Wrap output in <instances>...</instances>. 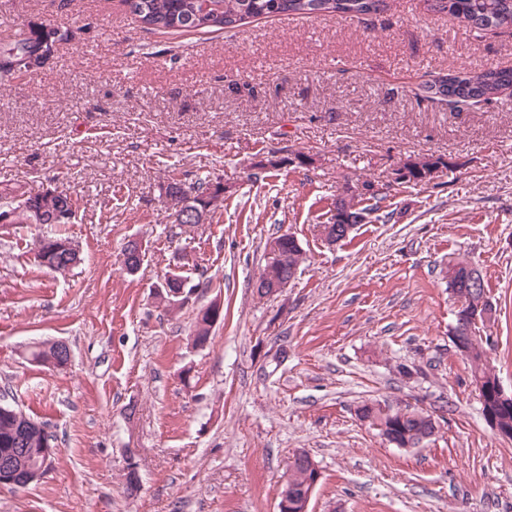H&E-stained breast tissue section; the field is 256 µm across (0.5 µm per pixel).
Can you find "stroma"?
<instances>
[{"mask_svg": "<svg viewBox=\"0 0 512 512\" xmlns=\"http://www.w3.org/2000/svg\"><path fill=\"white\" fill-rule=\"evenodd\" d=\"M40 22L84 30L0 86V190L77 197L63 230L81 261L40 266L55 225L0 229V394L55 446L40 481L0 487V512H277L299 450L321 470L311 512H512V439L482 414L448 292L450 264L480 270L498 315L476 333L512 393V89L460 111L414 97L434 75L512 69V30H472L428 0L186 32L146 29L121 0H0V40ZM420 155L443 160L436 177L392 183ZM172 175L223 177L209 223H171ZM367 181L388 184L390 221L327 247L319 225ZM283 233L305 261L259 296ZM173 273L196 290L170 313L153 290ZM217 299L224 319L194 347ZM45 339L68 343L66 369L26 355ZM374 398L432 413L436 436L384 442L355 414Z\"/></svg>", "mask_w": 512, "mask_h": 512, "instance_id": "1", "label": "stroma"}]
</instances>
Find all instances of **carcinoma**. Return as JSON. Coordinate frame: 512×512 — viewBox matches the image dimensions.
Listing matches in <instances>:
<instances>
[{"label": "carcinoma", "instance_id": "obj_1", "mask_svg": "<svg viewBox=\"0 0 512 512\" xmlns=\"http://www.w3.org/2000/svg\"><path fill=\"white\" fill-rule=\"evenodd\" d=\"M204 0H123L127 10L149 30L191 31L216 28L232 29L242 26L253 19L280 15H339L341 17H360L375 14L381 10L383 0H209V8L203 7ZM433 10L448 13L466 26L478 31H494L512 28V0H431ZM73 36V31L62 30L51 25H33L26 32H19L7 40L0 41V84L16 82L18 68L26 69L29 75L37 73L43 67L54 43ZM512 87V69L486 68L480 72L441 74L425 82L415 92L417 101H431L446 104L455 109L479 107L490 102L502 90ZM184 180L174 178L167 186L166 197L171 208L182 212L194 211L187 219L189 224H204L213 217L216 209L208 208L216 198L219 188L212 187L209 177L190 181L194 197L190 198L182 189ZM388 184H382L373 190L367 200H355L348 195L336 200V210L360 224L363 218L382 209L381 202L387 197ZM66 211L69 222L77 216L78 203L70 194L56 195L50 191L27 193H7V201L0 206V214L15 215L14 223L27 224L30 211L40 210ZM69 237L57 232L42 237L38 243L37 256L40 265L51 268L52 261L64 266L69 259L57 253V247L68 241ZM278 247V264L265 263L259 276L257 291L264 295V289L270 287L271 279L291 268H298L304 262L303 253L288 238L281 234L271 239ZM448 288L453 297L470 306L483 302L490 306L492 302L486 294L485 286L479 289L471 287L466 267L458 263L448 270ZM212 323L208 321V309H202L196 316L194 346L203 347L210 339ZM468 356L472 376L484 380L486 390H491L496 375L486 365V348L483 340L475 335L467 341ZM32 361L49 366L58 358L56 343L42 341L30 347ZM357 417L368 422L381 436L393 437L398 448H414L420 440L434 429L430 414L418 408L406 406L402 409L367 400L356 409ZM24 436V447L28 455L19 460L23 478L27 471L24 467L34 462L44 464L42 448L47 437L44 425L31 418L19 406L0 402V452L17 447V439Z\"/></svg>", "mask_w": 512, "mask_h": 512}]
</instances>
